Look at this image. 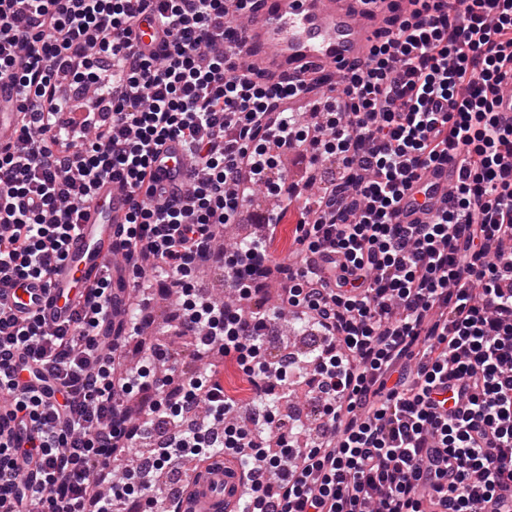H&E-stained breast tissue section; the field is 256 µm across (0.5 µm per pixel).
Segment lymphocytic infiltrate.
<instances>
[{"instance_id": "1", "label": "lymphocytic infiltrate", "mask_w": 512, "mask_h": 512, "mask_svg": "<svg viewBox=\"0 0 512 512\" xmlns=\"http://www.w3.org/2000/svg\"><path fill=\"white\" fill-rule=\"evenodd\" d=\"M257 0H0V83L15 91L18 144L0 145V291L46 279L79 234L97 184L128 187L115 248L124 264L87 288L73 325L0 309V512H114L150 489L94 488L128 445L118 397L152 393L137 426L154 437L140 472L191 455L250 459L254 512H512V0H387L363 63L336 77L256 70L239 20ZM168 27L140 54L144 12ZM178 139L195 174L167 197L153 159ZM312 155L286 304L331 343L305 360L324 394L309 443L278 402L242 423L215 370H178L167 344L115 371L134 318L126 284L178 286L176 335L233 356L249 381L286 393L301 367L267 353L271 321L247 279L277 231L225 257L230 297L192 279L220 228L271 186L287 150ZM456 159L429 224H400L406 195ZM443 456H435V449Z\"/></svg>"}]
</instances>
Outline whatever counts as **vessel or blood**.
Returning a JSON list of instances; mask_svg holds the SVG:
<instances>
[{
    "mask_svg": "<svg viewBox=\"0 0 512 512\" xmlns=\"http://www.w3.org/2000/svg\"><path fill=\"white\" fill-rule=\"evenodd\" d=\"M241 35L258 68L297 74L310 63L328 69L368 55L372 32L348 0H265L263 7L241 26ZM167 36L152 14H145L135 44L144 55L160 51ZM154 168L169 192L179 193L192 173L190 159L177 141H168L156 156ZM448 169L429 171L423 178L435 201L445 199L451 184ZM131 205L127 189L111 180L102 181L85 205L80 236L50 281L21 279L0 293V307L16 317L37 311L50 326L71 321L75 301L83 288L101 274L106 263L117 262L114 252L116 222ZM246 482L242 462L209 460L187 471V493L179 512H251L242 496Z\"/></svg>",
    "mask_w": 512,
    "mask_h": 512,
    "instance_id": "1",
    "label": "vessel or blood"
}]
</instances>
